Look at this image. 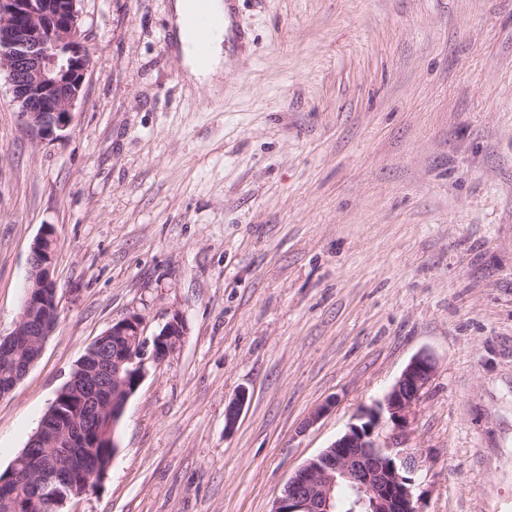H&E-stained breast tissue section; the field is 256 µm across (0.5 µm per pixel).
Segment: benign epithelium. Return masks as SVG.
Listing matches in <instances>:
<instances>
[{"label":"benign epithelium","instance_id":"7a95c632","mask_svg":"<svg viewBox=\"0 0 512 512\" xmlns=\"http://www.w3.org/2000/svg\"><path fill=\"white\" fill-rule=\"evenodd\" d=\"M79 0H0V69L7 73L14 101L21 104L26 126L41 139L56 135L72 122L87 66L81 34ZM54 229L47 225L34 239L29 258L26 298L14 330L0 339L8 350L27 346L37 336L28 359L13 382L0 389L9 395L39 360L42 336L53 333L59 314L54 278ZM187 324L179 313L152 339L144 335V318L129 315L98 336L71 371L44 415L33 442L6 473L0 472V501L11 506V488L27 470L35 486L34 500L51 512L71 500L73 481L81 476L84 492L95 489L106 469L90 462L96 445L87 432L95 416L112 412L118 424L129 398L143 380L148 363L158 364L179 348ZM126 345L112 348V337ZM428 353L413 357L381 399L361 410L357 422L288 479L272 512H335L336 490L354 491L350 512H420L415 496L416 456L404 447L412 410L435 372ZM248 394L239 392L225 410V432L234 430Z\"/></svg>","mask_w":512,"mask_h":512}]
</instances>
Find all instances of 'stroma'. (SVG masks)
<instances>
[{"label": "stroma", "mask_w": 512, "mask_h": 512, "mask_svg": "<svg viewBox=\"0 0 512 512\" xmlns=\"http://www.w3.org/2000/svg\"><path fill=\"white\" fill-rule=\"evenodd\" d=\"M233 3L216 93L185 84L172 0H81L56 137L0 71V336L47 224L60 299L0 398V472L112 322L178 312L68 512H271L422 351L421 512H512V0ZM43 345L44 344L42 343V340L38 338V340L32 346L33 349L29 354L28 359L25 361L23 365L19 367L18 371L16 372L13 382L8 386L1 388V398L9 395L15 389L16 385L28 374L31 368L37 363L42 354Z\"/></svg>", "instance_id": "stroma-1"}]
</instances>
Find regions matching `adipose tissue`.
Returning <instances> with one entry per match:
<instances>
[{
	"instance_id": "1",
	"label": "adipose tissue",
	"mask_w": 512,
	"mask_h": 512,
	"mask_svg": "<svg viewBox=\"0 0 512 512\" xmlns=\"http://www.w3.org/2000/svg\"><path fill=\"white\" fill-rule=\"evenodd\" d=\"M195 10V0H174L172 4L173 48L181 56L184 78L189 85L196 88L205 86L216 90L219 89L224 76V42L230 36L231 30L223 27L210 34L208 57L206 61H198L188 48Z\"/></svg>"
}]
</instances>
